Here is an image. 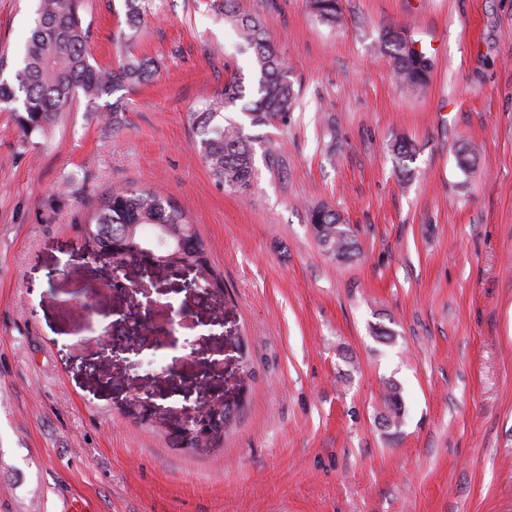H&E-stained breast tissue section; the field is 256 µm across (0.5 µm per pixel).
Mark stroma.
Masks as SVG:
<instances>
[{
    "label": "stroma",
    "instance_id": "1",
    "mask_svg": "<svg viewBox=\"0 0 512 512\" xmlns=\"http://www.w3.org/2000/svg\"><path fill=\"white\" fill-rule=\"evenodd\" d=\"M92 61H115L122 0H88ZM38 0H0V51L16 57ZM135 46L153 82L125 112L77 103L24 139L0 108V512H512V0H342L340 25L307 0H236L260 15L300 88L288 126L260 133L251 187L216 185L188 112L256 70L201 0H156ZM406 29L432 61L422 95L401 89L378 47ZM415 148L411 178L395 140ZM477 145L469 173L461 140ZM115 184L174 197L223 273L222 295L189 275L90 258L85 205ZM361 252L330 260L308 223L317 205ZM126 288L113 290V277ZM173 305L175 347L153 329L112 352L108 321ZM222 323H215L216 315ZM392 330L380 341L375 326ZM253 371L221 450L177 448L128 419L133 395L192 406L227 389L231 337ZM405 421L380 426L382 381Z\"/></svg>",
    "mask_w": 512,
    "mask_h": 512
}]
</instances>
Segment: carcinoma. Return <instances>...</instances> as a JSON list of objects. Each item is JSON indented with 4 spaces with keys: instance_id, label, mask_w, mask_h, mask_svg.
Listing matches in <instances>:
<instances>
[{
    "instance_id": "carcinoma-1",
    "label": "carcinoma",
    "mask_w": 512,
    "mask_h": 512,
    "mask_svg": "<svg viewBox=\"0 0 512 512\" xmlns=\"http://www.w3.org/2000/svg\"><path fill=\"white\" fill-rule=\"evenodd\" d=\"M87 5V0H38L32 27L8 79L3 78L8 59L0 56V104L12 107L26 138L36 132L45 133L58 114L70 111L82 99L96 111L100 100L153 76L150 61L137 56L133 45L143 18L154 8V0H123L126 28L119 30L117 36L123 57L108 69L90 62ZM309 8L325 25L333 27L341 20L340 0H309ZM214 11L216 17L232 26L239 46L253 51L257 94L244 101L242 85L231 79L224 83L220 99L202 101L196 111L187 114V120L195 134L194 145L213 181L226 190L244 192L254 175L255 146L263 147L270 164L280 162V153L271 142L245 132V126L286 125L298 92L290 79L288 64L259 16L240 13L235 0H219ZM413 43L407 30L390 27L381 34L380 50L390 59L398 83L420 92L428 86L432 62L426 53L414 51ZM237 105L239 118L226 114ZM393 153L404 175H411L408 162L413 160L412 146L397 142ZM455 160L461 172H469L477 160L475 147L469 142L461 143L455 150ZM309 224L327 255L338 261L353 258L357 240L336 211L320 205L310 212ZM80 232L91 255L110 248L131 256L147 254L151 263L160 267L193 268L194 277L204 288L224 287L195 225L171 197L147 189L114 186L93 202ZM237 362L239 394L233 408L225 413L222 433L207 442L210 448L223 445L224 432L231 426L251 381L248 357L241 354ZM384 389V423L387 428L396 429L404 418L402 388L388 380Z\"/></svg>"
}]
</instances>
